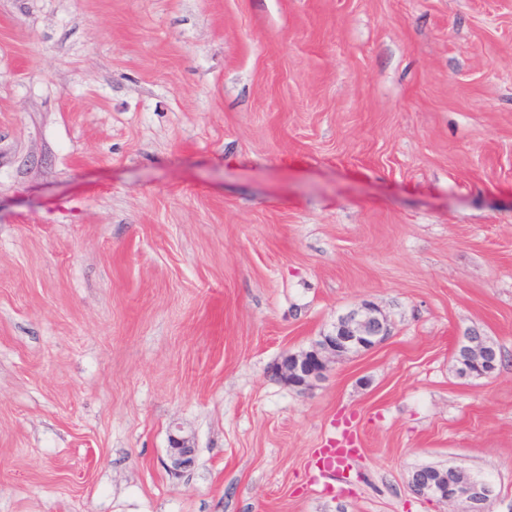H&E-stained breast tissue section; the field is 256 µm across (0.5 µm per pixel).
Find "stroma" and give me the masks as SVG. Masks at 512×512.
<instances>
[{
  "instance_id": "35a3bbf8",
  "label": "stroma",
  "mask_w": 512,
  "mask_h": 512,
  "mask_svg": "<svg viewBox=\"0 0 512 512\" xmlns=\"http://www.w3.org/2000/svg\"><path fill=\"white\" fill-rule=\"evenodd\" d=\"M420 466L512 512V0H0V512H451ZM390 334L387 317L372 302L339 317L332 332L323 334L303 352H286L272 375L297 390H309L326 378L340 360L352 353L369 351ZM500 357L496 343L480 331L468 329L455 349L458 377L467 380L490 376L497 369ZM355 436L352 432H348L341 442L330 444L326 448H319V460L322 462L323 469L329 472L336 471V461L344 459L355 453L356 448ZM170 469L174 472L190 468L195 463V452L190 438L170 434L169 438ZM458 478L455 482L442 485L439 479L434 478L435 467H421L410 474L409 483L415 494L438 503H463L465 512H491L488 504L492 496V488L479 480L468 476L464 471L451 467Z\"/></svg>"
}]
</instances>
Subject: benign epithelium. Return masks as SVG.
Listing matches in <instances>:
<instances>
[{"instance_id":"obj_1","label":"benign epithelium","mask_w":512,"mask_h":512,"mask_svg":"<svg viewBox=\"0 0 512 512\" xmlns=\"http://www.w3.org/2000/svg\"><path fill=\"white\" fill-rule=\"evenodd\" d=\"M390 334L387 317L372 302L339 317L334 330L320 336L310 349L286 352L274 366L272 375L297 390H309L326 378L327 373L340 360L352 353L369 351ZM501 352L496 343L480 331L469 329L455 349L459 362L458 377L464 380L487 377L497 369ZM195 452L190 438L170 435L169 461L174 472L190 468L195 463ZM435 467H421L410 474L413 492L438 503L465 505V512H490L488 504L492 488L455 468L458 480L442 485Z\"/></svg>"}]
</instances>
